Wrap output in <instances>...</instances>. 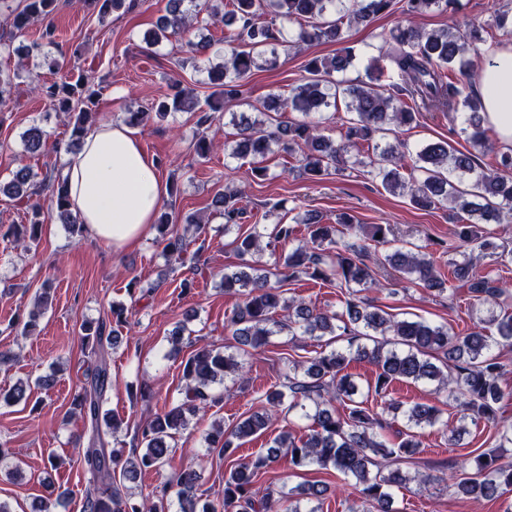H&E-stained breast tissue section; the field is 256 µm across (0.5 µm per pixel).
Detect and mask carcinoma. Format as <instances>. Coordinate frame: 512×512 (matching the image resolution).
I'll return each mask as SVG.
<instances>
[{"label":"carcinoma","instance_id":"obj_1","mask_svg":"<svg viewBox=\"0 0 512 512\" xmlns=\"http://www.w3.org/2000/svg\"><path fill=\"white\" fill-rule=\"evenodd\" d=\"M57 0H24V7L12 15L10 26L21 32L28 26L43 23L56 9ZM103 18L135 3L126 0H87ZM456 0H406V12L422 15L431 9L446 11ZM395 0H230L224 13L208 0H168L167 15L160 18L149 41L159 45L178 35H186L209 18L224 23V51L205 37L187 39L185 45L195 57L214 54L222 59L206 68L214 91L200 101L194 89L179 81L170 93L135 111L125 113L124 122L139 126L156 115L165 118L175 112H193L196 124L209 127L223 110L221 99L236 97L242 81L252 72L276 67L277 47L290 43L305 45L341 43L344 26L364 23L393 9ZM207 17H201L202 12ZM296 23L295 33L285 23ZM390 45L386 57L400 73L402 83L383 86L384 68L375 66L368 81L347 84L337 75L353 65L355 55L349 49L327 58H313L306 65L308 76L287 94H273L263 103V111L255 117L230 113V123L237 126V139L224 144L231 158L253 159L250 168L254 179L269 176L264 165L267 156L284 151L300 152V170L309 178L358 167L366 175L381 180L392 193L408 197L420 209L447 207L469 216L456 225L451 238L436 242L429 251L411 242L398 243L390 224L365 226L355 223L347 212L336 216V223H322L323 216L310 211L302 219L306 235L295 224H275L273 241L290 246L281 255L286 271L283 278L293 280L305 276L335 286L347 294L340 311H322L295 297L285 298L281 287L270 282L269 272L250 264L236 271L224 272V294L239 297L228 317L238 353L202 346L184 361L182 398L170 404L142 424L137 431L138 446L124 456L112 448L121 428L105 410L112 387L110 350L119 336L112 325L101 320L83 324L84 349L92 359L81 390L73 399V408L83 420L87 446L77 462L84 477L83 512H170L171 498H176L180 512H319L304 509L327 491L323 484L292 487L274 493L256 486L259 472L275 463L286 451L290 462L298 467L333 468L354 480L356 503L351 512H393V491L419 480L428 484L432 477H412L399 466L405 456L420 448L417 430L439 425L450 432V439L460 440L465 426L448 428L440 421V410L434 405L415 404L407 409L383 403L381 411L368 407V399L357 400L356 384L345 373L353 361L375 365L378 374L367 387L379 397L396 380L434 386L437 394H446L460 414V420H484L496 425L498 443L470 458L475 476L456 483L459 492L473 497L495 500L512 491V462H501V451L512 447V425H499V405L512 391H505L500 380L505 374L495 349L512 347V291L502 278L476 273L474 253L493 256L501 245L483 234L481 225L512 223V153L500 155L491 169L479 167L474 155L462 152L446 141L427 143L404 150L380 139L396 133V129L412 124L423 112L468 111V126L462 128L466 140L475 148L489 145L487 129L480 115V98L468 91L457 78L465 70L463 59L467 46L482 40L479 30L464 34L453 27L426 31L415 25L397 26L384 36ZM22 61L14 69L0 68V112L7 111L8 93L26 80L49 102L56 114L67 116L71 143L77 145L97 123L98 90L84 76L64 74L52 82H42L34 69L47 65L57 74L64 64L44 51L41 43L14 49ZM345 101L347 112L343 123L342 142L324 134L330 111H338V100ZM291 113L286 121L280 116ZM51 133L38 124L22 135L28 154L39 156L48 148ZM359 142L373 144V157L367 161L350 154L349 147ZM420 174L406 179L403 171ZM49 191L53 206L51 217L65 225L71 235L81 236L84 224L73 212L68 190L61 173L53 172L42 179L30 166L19 164L12 178L0 184V194L8 197L39 196ZM238 192L222 193L215 199L224 217V231L236 225L243 211L237 207ZM47 217L37 203L31 207L28 222L15 224L5 237L24 244L38 239ZM177 218L162 213L157 220L158 239L164 244V256L182 260L189 241L174 232ZM265 233L255 229L234 239L238 251L252 254L263 251ZM390 246L380 256L370 247ZM455 253L462 260H448L450 276L440 271L438 255ZM393 270L409 277L411 282L439 295L448 291L447 282L455 280L467 285L487 317L463 332L446 324L425 320H398L395 316L357 296L360 290L379 285L378 272ZM496 328V334L486 332ZM309 336L331 345L340 338L346 345L317 353L309 361L287 360L288 375L281 388L265 394L267 408L240 418L230 429L205 436L208 447L226 457L249 438L265 432L271 422L294 410L312 420L310 433L297 438L282 431L271 440L268 453L240 460L224 473V498L219 502H201L198 487L201 474L194 468L179 471L169 490L150 498L136 499L127 487L116 481V475L133 479L147 469H159L168 463L176 447V437L188 428L197 412L218 403L215 386L244 368L241 356L267 344L278 333ZM346 407L340 414L336 404ZM405 420V430L397 431L398 444L390 446L382 431L391 426L383 414Z\"/></svg>","mask_w":512,"mask_h":512}]
</instances>
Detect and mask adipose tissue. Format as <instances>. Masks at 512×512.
I'll use <instances>...</instances> for the list:
<instances>
[{
	"label": "adipose tissue",
	"mask_w": 512,
	"mask_h": 512,
	"mask_svg": "<svg viewBox=\"0 0 512 512\" xmlns=\"http://www.w3.org/2000/svg\"><path fill=\"white\" fill-rule=\"evenodd\" d=\"M477 85L488 127L512 147V44L488 48ZM72 209L88 235L119 250L150 230L168 187L157 161L140 145L135 129L111 120L98 123L63 171Z\"/></svg>",
	"instance_id": "adipose-tissue-1"
}]
</instances>
